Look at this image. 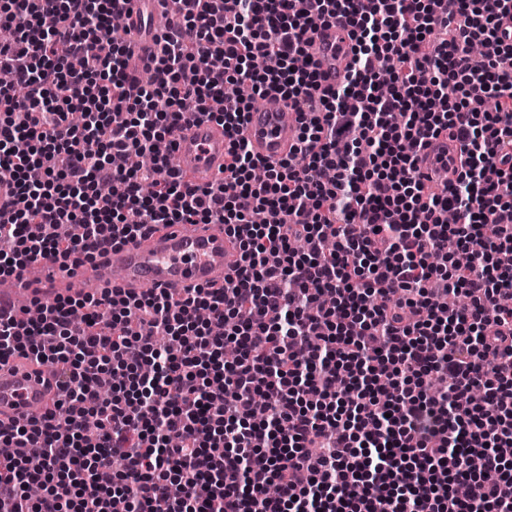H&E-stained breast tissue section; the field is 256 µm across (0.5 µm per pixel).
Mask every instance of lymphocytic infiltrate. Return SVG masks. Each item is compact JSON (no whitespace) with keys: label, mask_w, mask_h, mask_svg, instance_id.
I'll return each instance as SVG.
<instances>
[{"label":"lymphocytic infiltrate","mask_w":512,"mask_h":512,"mask_svg":"<svg viewBox=\"0 0 512 512\" xmlns=\"http://www.w3.org/2000/svg\"><path fill=\"white\" fill-rule=\"evenodd\" d=\"M122 2L0 0V278L165 224L223 225L242 264L219 288L60 298L35 322L0 308V363L62 374L54 410L0 427L19 449L0 512H512V0H454L438 43L441 0H170L146 80L97 35ZM337 17L353 59L325 90L296 60ZM236 82L302 113L291 156L252 155ZM190 117L224 129L216 185L169 163ZM442 134L463 170L437 192L417 154ZM448 291L466 305L436 304Z\"/></svg>","instance_id":"1"}]
</instances>
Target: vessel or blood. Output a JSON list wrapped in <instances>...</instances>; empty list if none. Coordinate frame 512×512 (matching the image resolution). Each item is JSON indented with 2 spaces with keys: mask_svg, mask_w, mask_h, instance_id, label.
<instances>
[{
  "mask_svg": "<svg viewBox=\"0 0 512 512\" xmlns=\"http://www.w3.org/2000/svg\"><path fill=\"white\" fill-rule=\"evenodd\" d=\"M162 0H127L123 18L131 32L134 52L129 70L139 74L152 65L154 25L144 18L161 12ZM350 29L343 19L320 26L313 35L309 53L318 65L322 88L336 87L352 57ZM302 116L276 94L268 95L248 114L244 135L252 152L267 161L286 157L297 143ZM176 156L188 184L201 186L224 176V133L213 122L191 119L177 131ZM460 150L441 136L420 152L418 165L427 174L446 168L456 177ZM241 252L237 241L220 224H171L135 241L109 249L94 263L60 268L51 260L37 263L38 278L16 279L8 302L16 318H25L37 301L54 300L80 292L99 296L119 288L141 294L151 288L182 292L187 288L214 287L237 271ZM56 394V379L45 367L17 362L0 364V423H28L44 414Z\"/></svg>",
  "mask_w": 512,
  "mask_h": 512,
  "instance_id": "b4317fda",
  "label": "vessel or blood"
}]
</instances>
